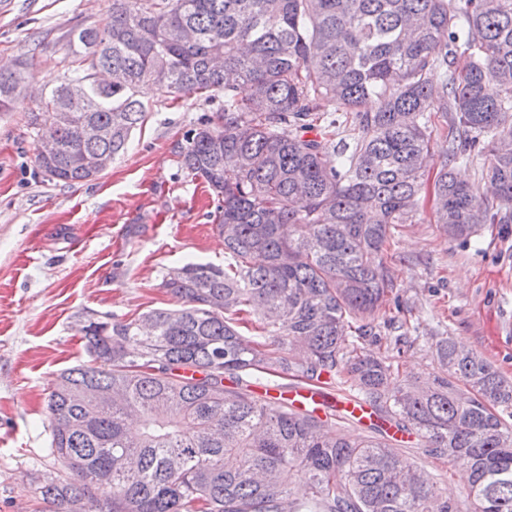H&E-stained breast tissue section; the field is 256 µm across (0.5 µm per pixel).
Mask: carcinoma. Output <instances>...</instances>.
Segmentation results:
<instances>
[{"label":"carcinoma","mask_w":512,"mask_h":512,"mask_svg":"<svg viewBox=\"0 0 512 512\" xmlns=\"http://www.w3.org/2000/svg\"><path fill=\"white\" fill-rule=\"evenodd\" d=\"M69 55L28 116L55 125L56 151L36 154L51 180L88 181V163L125 152L146 119L140 85L224 93L172 148L210 190L224 267L168 273L174 308L78 316L89 360L52 383L61 471L33 496L51 512H460L401 433L466 470L467 512H512V380L437 336L425 386L400 373L409 328L378 321L394 231L425 205L452 240L512 223V0H112ZM23 80L0 68V110ZM435 117L451 125L431 180ZM83 118L106 135L85 137ZM477 159L492 201L456 173ZM246 317L260 335H242ZM396 325L385 352L365 349ZM257 374L346 385L376 424L351 438L254 395Z\"/></svg>","instance_id":"obj_1"}]
</instances>
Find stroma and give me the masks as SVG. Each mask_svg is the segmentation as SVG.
Masks as SVG:
<instances>
[{"mask_svg":"<svg viewBox=\"0 0 512 512\" xmlns=\"http://www.w3.org/2000/svg\"><path fill=\"white\" fill-rule=\"evenodd\" d=\"M111 13L112 0H0V65H28L0 112V512H39L33 480L57 469L46 404L60 371L87 358L77 314L137 318L173 305L161 287L169 270L224 263L215 205L172 152L199 116L222 108L223 94L176 99L142 87L146 120L99 177L70 185L37 167L28 115L65 79L71 30L104 25ZM390 252L394 288L380 315L419 335L403 371L433 379L427 339L451 336L512 379V223L484 225L462 243L426 211L401 228ZM408 454L450 499L464 500L461 467L416 445Z\"/></svg>","mask_w":512,"mask_h":512,"instance_id":"stroma-1","label":"stroma"}]
</instances>
